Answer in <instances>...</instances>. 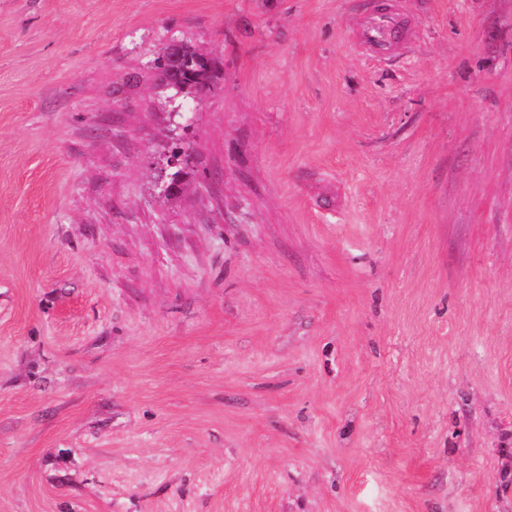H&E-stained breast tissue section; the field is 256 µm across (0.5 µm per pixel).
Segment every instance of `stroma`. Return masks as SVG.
Returning <instances> with one entry per match:
<instances>
[{"label": "stroma", "instance_id": "1", "mask_svg": "<svg viewBox=\"0 0 512 512\" xmlns=\"http://www.w3.org/2000/svg\"><path fill=\"white\" fill-rule=\"evenodd\" d=\"M399 4L0 0V512H512V0ZM404 26L399 16L373 10L355 31L354 41L365 55L381 58L403 47ZM181 63L179 65V77L185 78L189 75L196 77L199 81L200 78L205 83H210V76L208 74V68L200 65L199 59L202 57L200 53L194 48L181 44Z\"/></svg>", "mask_w": 512, "mask_h": 512}]
</instances>
